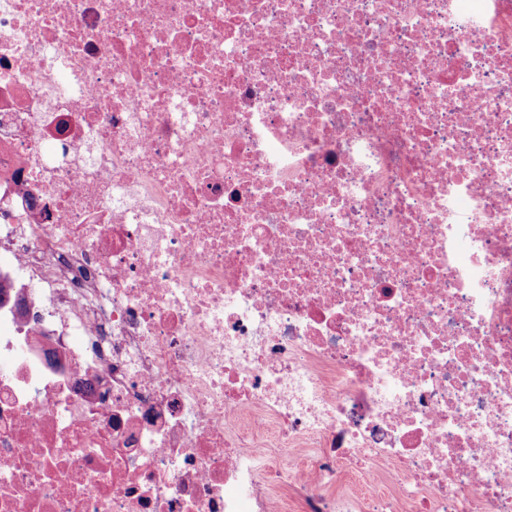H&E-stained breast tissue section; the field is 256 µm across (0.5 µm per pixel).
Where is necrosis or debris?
I'll use <instances>...</instances> for the list:
<instances>
[{"label": "necrosis or debris", "mask_w": 512, "mask_h": 512, "mask_svg": "<svg viewBox=\"0 0 512 512\" xmlns=\"http://www.w3.org/2000/svg\"><path fill=\"white\" fill-rule=\"evenodd\" d=\"M388 489L512 512V0H0V512Z\"/></svg>", "instance_id": "obj_1"}]
</instances>
